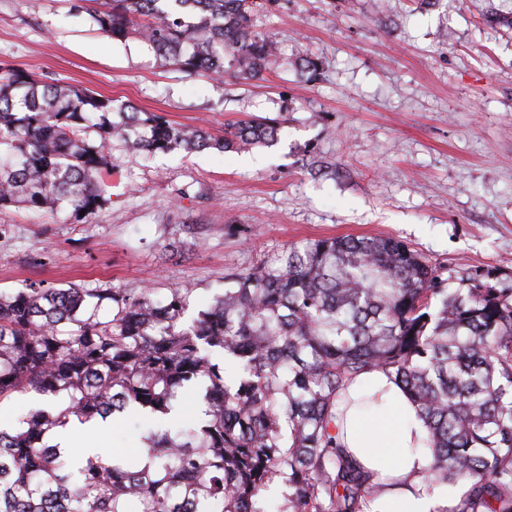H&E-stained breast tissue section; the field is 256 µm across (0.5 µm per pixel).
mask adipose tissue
I'll use <instances>...</instances> for the list:
<instances>
[{
  "mask_svg": "<svg viewBox=\"0 0 512 512\" xmlns=\"http://www.w3.org/2000/svg\"><path fill=\"white\" fill-rule=\"evenodd\" d=\"M334 424L342 446L387 486L366 512H441L459 501L463 493L459 487L445 496L426 492L428 430L407 393L386 372L374 369L358 375L337 402ZM106 427L102 420L82 424L72 418L55 428L54 440L68 449L75 433H82L84 456L106 462L110 456L94 438Z\"/></svg>",
  "mask_w": 512,
  "mask_h": 512,
  "instance_id": "obj_1",
  "label": "adipose tissue"
}]
</instances>
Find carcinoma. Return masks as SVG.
Instances as JSON below:
<instances>
[{
    "label": "carcinoma",
    "mask_w": 512,
    "mask_h": 512,
    "mask_svg": "<svg viewBox=\"0 0 512 512\" xmlns=\"http://www.w3.org/2000/svg\"><path fill=\"white\" fill-rule=\"evenodd\" d=\"M276 0H111L91 18L136 34L179 71L260 78L278 46L253 17ZM112 99L0 67V208L65 206L85 222L108 202L112 142L126 151L268 147L277 123L240 120L214 137ZM85 215H80V212ZM441 277L394 237L292 245L224 277L191 321L188 293L29 285L0 291V404L62 399L0 429V512H364L383 483L333 433L351 379L392 374L429 437V492L465 483L441 512H512V285ZM95 303H90V300ZM112 303V321L85 316ZM198 386L204 419L151 425L133 457L78 469L48 435L128 410L154 418Z\"/></svg>",
    "instance_id": "obj_1"
}]
</instances>
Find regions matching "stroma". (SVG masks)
Here are the masks:
<instances>
[{"label":"stroma","mask_w":512,"mask_h":512,"mask_svg":"<svg viewBox=\"0 0 512 512\" xmlns=\"http://www.w3.org/2000/svg\"><path fill=\"white\" fill-rule=\"evenodd\" d=\"M277 0L255 19L281 54L262 79L186 76L138 38L113 39L72 0H0V67H20L186 126L280 123L271 147L143 157L112 148L110 202L0 209V289L36 283L189 293L284 247L402 240L446 276L512 279V0ZM320 61L306 81L301 59Z\"/></svg>","instance_id":"1"}]
</instances>
